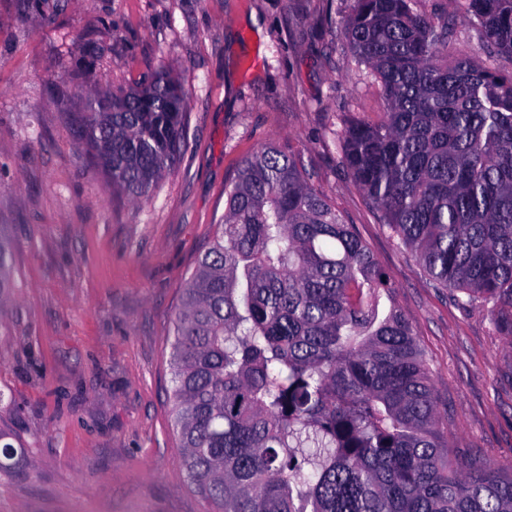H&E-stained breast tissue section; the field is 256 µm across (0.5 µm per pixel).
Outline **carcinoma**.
<instances>
[{
  "mask_svg": "<svg viewBox=\"0 0 512 512\" xmlns=\"http://www.w3.org/2000/svg\"><path fill=\"white\" fill-rule=\"evenodd\" d=\"M343 36L384 102L343 132L346 167L434 288L512 336V74L448 62L451 30L416 0H352ZM512 56V0H454ZM167 74L91 91L80 140L112 189L148 199L183 147ZM224 220L184 288L171 427L211 512H512V475L442 440L448 413L356 228L297 160L262 146L224 187ZM12 288L0 224V302Z\"/></svg>",
  "mask_w": 512,
  "mask_h": 512,
  "instance_id": "carcinoma-1",
  "label": "carcinoma"
}]
</instances>
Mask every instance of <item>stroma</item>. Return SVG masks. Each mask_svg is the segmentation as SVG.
I'll list each match as a JSON object with an SVG mask.
<instances>
[{
  "label": "stroma",
  "mask_w": 512,
  "mask_h": 512,
  "mask_svg": "<svg viewBox=\"0 0 512 512\" xmlns=\"http://www.w3.org/2000/svg\"><path fill=\"white\" fill-rule=\"evenodd\" d=\"M0 0V224L16 286L0 306V512H208L169 422L173 318L241 162L274 142L355 225L415 330L448 444L512 464V339L432 288L369 212L336 134L379 120L345 47L341 0ZM452 47L502 74L448 0ZM187 93L185 147L149 200L113 193L73 117L101 84L158 73Z\"/></svg>",
  "instance_id": "stroma-1"
}]
</instances>
